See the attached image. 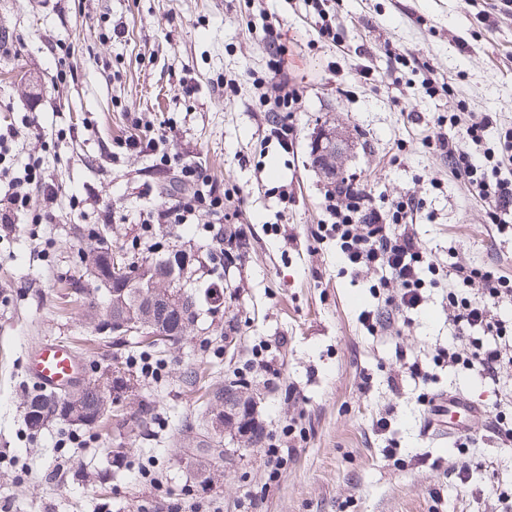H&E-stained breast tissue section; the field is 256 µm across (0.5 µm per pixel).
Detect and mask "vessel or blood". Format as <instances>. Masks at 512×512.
Here are the masks:
<instances>
[{"instance_id":"b4317fda","label":"vessel or blood","mask_w":512,"mask_h":512,"mask_svg":"<svg viewBox=\"0 0 512 512\" xmlns=\"http://www.w3.org/2000/svg\"><path fill=\"white\" fill-rule=\"evenodd\" d=\"M27 374L41 388L58 391L76 384L83 369L67 344L50 340L32 350ZM432 401L439 413L423 421V430L426 435L448 441L449 445H456L459 438L471 434L473 429L488 430L493 426L490 409L464 394L440 392L433 395Z\"/></svg>"}]
</instances>
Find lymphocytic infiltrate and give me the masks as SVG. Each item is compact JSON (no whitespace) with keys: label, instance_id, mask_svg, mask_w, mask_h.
Wrapping results in <instances>:
<instances>
[{"label":"lymphocytic infiltrate","instance_id":"lymphocytic-infiltrate-1","mask_svg":"<svg viewBox=\"0 0 512 512\" xmlns=\"http://www.w3.org/2000/svg\"><path fill=\"white\" fill-rule=\"evenodd\" d=\"M262 41L269 54V74L255 77L254 82L263 89L259 102L271 113L273 131L284 144L294 134L299 99L297 77L288 60L289 37L279 25L269 22L263 27ZM437 124L461 128L458 137L442 132L434 136L433 145L447 157L453 175L467 191L485 203L489 223L498 224L502 215L512 212V127L499 125L493 112L475 117L462 111L438 118ZM492 130L497 139L491 143L487 134ZM324 203L329 220L319 225V237L336 240L356 274H381V310L362 314L363 326L372 333L391 318L413 310L427 286L426 275L439 273L431 253L418 247L413 231L421 201L404 196L389 207L376 206L364 185L348 176L329 183ZM452 275L455 286L448 293V318L455 334L447 346L438 349L435 360L462 366L482 378L490 376L512 364V355L498 345L479 342L469 353L462 352L460 345L475 328L487 336H501L505 323L497 318L495 309L512 300V277L472 266L453 267ZM476 282L481 294L474 297L469 289Z\"/></svg>","mask_w":512,"mask_h":512}]
</instances>
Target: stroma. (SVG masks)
Masks as SVG:
<instances>
[{
	"label": "stroma",
	"instance_id": "35a3bbf8",
	"mask_svg": "<svg viewBox=\"0 0 512 512\" xmlns=\"http://www.w3.org/2000/svg\"><path fill=\"white\" fill-rule=\"evenodd\" d=\"M483 4L331 0L336 46L319 37L307 0H0L6 164L16 177L43 160L27 206L0 225V512H495L497 491L512 490V443L477 433L466 455L476 468L461 487L458 452L423 436L418 398L460 390L512 418V366L480 381L435 366L453 334L448 276L423 290L409 323L370 334L360 320L377 305L370 280L348 272L334 240L314 235L328 218L314 148L329 136L337 175L363 179L377 205L421 199L416 238L441 268L512 273V230L487 224L482 201L425 144L437 116L461 103L512 125V69L501 64L512 23ZM269 13L294 38L290 61L306 78L289 147L272 135L251 79L268 73ZM396 51L450 89L424 95L419 76L397 70ZM224 76L238 78L234 96ZM147 135L157 149L139 147ZM176 162L200 174L188 190L210 177L238 200L188 224L161 219L188 191L169 186ZM101 228L127 249L188 254L187 291L224 289L223 307L202 312L156 375L142 372L139 339L101 341L68 295L73 287L107 305L80 262ZM44 339L71 343L86 377L118 382L119 408L96 428L27 426L26 363ZM259 353L277 375L257 366ZM414 362L433 381L411 376ZM234 380L284 450L278 479L263 448L220 464L200 453L204 393ZM146 404L153 419L139 438L128 428ZM483 460L492 468L480 469Z\"/></svg>",
	"mask_w": 512,
	"mask_h": 512
}]
</instances>
